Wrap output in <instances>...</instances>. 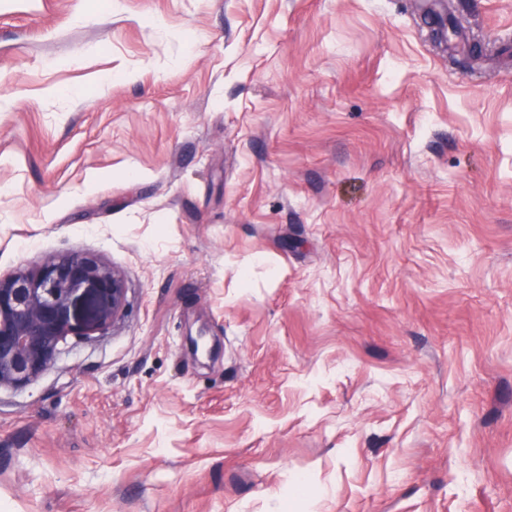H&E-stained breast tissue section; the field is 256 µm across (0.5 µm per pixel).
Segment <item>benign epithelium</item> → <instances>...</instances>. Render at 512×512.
<instances>
[{
	"instance_id": "1",
	"label": "benign epithelium",
	"mask_w": 512,
	"mask_h": 512,
	"mask_svg": "<svg viewBox=\"0 0 512 512\" xmlns=\"http://www.w3.org/2000/svg\"><path fill=\"white\" fill-rule=\"evenodd\" d=\"M124 302L121 276L91 255L1 278L0 385L25 384L48 370L67 337L105 329Z\"/></svg>"
}]
</instances>
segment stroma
I'll use <instances>...</instances> for the list:
<instances>
[{"label":"stroma","instance_id":"1","mask_svg":"<svg viewBox=\"0 0 512 512\" xmlns=\"http://www.w3.org/2000/svg\"><path fill=\"white\" fill-rule=\"evenodd\" d=\"M415 3L0 0V277L126 287L0 512H512V0Z\"/></svg>","mask_w":512,"mask_h":512}]
</instances>
